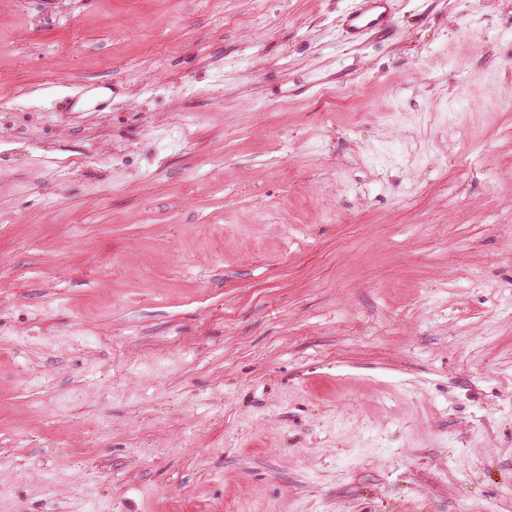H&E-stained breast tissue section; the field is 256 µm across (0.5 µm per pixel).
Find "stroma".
Listing matches in <instances>:
<instances>
[{
  "instance_id": "stroma-1",
  "label": "stroma",
  "mask_w": 512,
  "mask_h": 512,
  "mask_svg": "<svg viewBox=\"0 0 512 512\" xmlns=\"http://www.w3.org/2000/svg\"><path fill=\"white\" fill-rule=\"evenodd\" d=\"M359 4L0 0V512H512V0ZM367 6L344 15L342 26L352 39L371 32H385L393 23L391 5L394 0H366Z\"/></svg>"
}]
</instances>
